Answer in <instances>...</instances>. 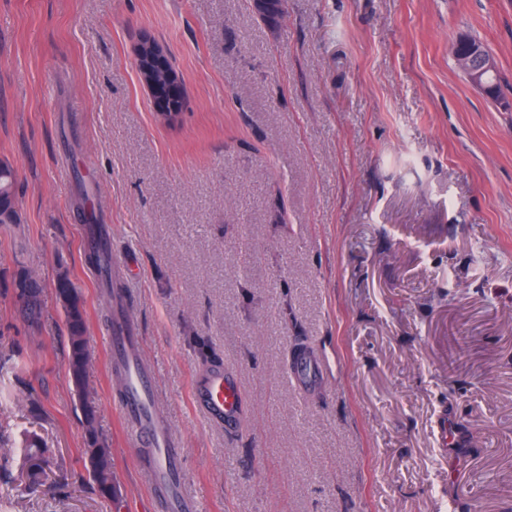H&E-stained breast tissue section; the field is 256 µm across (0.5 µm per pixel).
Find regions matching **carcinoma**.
<instances>
[{
    "label": "carcinoma",
    "instance_id": "carcinoma-1",
    "mask_svg": "<svg viewBox=\"0 0 512 512\" xmlns=\"http://www.w3.org/2000/svg\"><path fill=\"white\" fill-rule=\"evenodd\" d=\"M287 0H267L258 17L270 27L279 24L286 13ZM16 171L13 166L0 160V224H19L21 215L16 202ZM16 300L20 303L28 321L35 325L42 315V282L25 267L18 268L12 282ZM54 293L61 307L67 326L68 366L76 388L84 418L85 468L98 491L106 495L114 480L112 448L97 429L98 407L85 384V373L91 358L86 341V321L81 291L75 288L67 274L56 277Z\"/></svg>",
    "mask_w": 512,
    "mask_h": 512
}]
</instances>
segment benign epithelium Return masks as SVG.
Instances as JSON below:
<instances>
[{"instance_id":"obj_1","label":"benign epithelium","mask_w":512,"mask_h":512,"mask_svg":"<svg viewBox=\"0 0 512 512\" xmlns=\"http://www.w3.org/2000/svg\"><path fill=\"white\" fill-rule=\"evenodd\" d=\"M134 59L142 84L163 102L164 117L175 119L184 103L182 79L178 71L169 67L164 45L146 36L135 47ZM458 66L474 86L491 90L488 80L495 69L492 58L465 52L459 54Z\"/></svg>"}]
</instances>
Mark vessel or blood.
Masks as SVG:
<instances>
[{"label": "vessel or blood", "mask_w": 512, "mask_h": 512, "mask_svg": "<svg viewBox=\"0 0 512 512\" xmlns=\"http://www.w3.org/2000/svg\"><path fill=\"white\" fill-rule=\"evenodd\" d=\"M106 341L124 389L118 410L128 428L127 444L151 451L145 472L153 493L164 499L167 512H198V502L184 482L181 442L157 409L153 370L141 356V338L124 310H114ZM194 394L207 419L228 431L236 427L241 394L235 379L222 368H213L196 382Z\"/></svg>", "instance_id": "1"}]
</instances>
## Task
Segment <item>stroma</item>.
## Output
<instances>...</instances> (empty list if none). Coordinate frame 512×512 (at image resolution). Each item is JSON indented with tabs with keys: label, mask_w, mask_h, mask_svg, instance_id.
Wrapping results in <instances>:
<instances>
[{
	"label": "stroma",
	"mask_w": 512,
	"mask_h": 512,
	"mask_svg": "<svg viewBox=\"0 0 512 512\" xmlns=\"http://www.w3.org/2000/svg\"><path fill=\"white\" fill-rule=\"evenodd\" d=\"M146 34L183 78L171 123L135 67ZM467 36L512 88V0H288L275 28L249 0H0L22 218L0 224V512H159L116 406V305L203 512H512V91L456 67ZM20 265L45 285L36 329ZM60 273L85 300L110 497L84 466ZM300 349L322 363L304 389ZM217 364L242 389L232 433L193 399Z\"/></svg>",
	"instance_id": "35a3bbf8"
}]
</instances>
